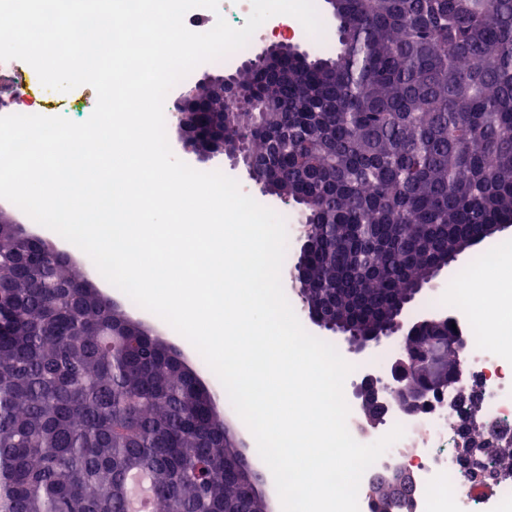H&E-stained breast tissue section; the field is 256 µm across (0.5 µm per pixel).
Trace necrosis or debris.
<instances>
[{
  "instance_id": "4bbe7bcc",
  "label": "necrosis or debris",
  "mask_w": 512,
  "mask_h": 512,
  "mask_svg": "<svg viewBox=\"0 0 512 512\" xmlns=\"http://www.w3.org/2000/svg\"><path fill=\"white\" fill-rule=\"evenodd\" d=\"M453 301L468 338L463 385L474 388L476 401L452 405L447 395L434 394L414 414L393 402L371 432L350 411L347 426L360 443H373L397 426L404 430L364 473L359 512H378L369 486L402 460L416 483L415 512H512V477L499 464L512 449V280L484 288L459 278Z\"/></svg>"
}]
</instances>
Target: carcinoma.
<instances>
[{
	"label": "carcinoma",
	"mask_w": 512,
	"mask_h": 512,
	"mask_svg": "<svg viewBox=\"0 0 512 512\" xmlns=\"http://www.w3.org/2000/svg\"><path fill=\"white\" fill-rule=\"evenodd\" d=\"M328 2L336 52L244 69L255 103L207 101L197 134L248 143L262 192L299 206L306 309L334 295L369 331L431 266L512 222V0ZM44 246L0 220V512H127L135 471L151 512H265L180 350ZM25 253L38 283L13 277ZM437 335L451 327L411 343Z\"/></svg>",
	"instance_id": "cac0c4a2"
}]
</instances>
